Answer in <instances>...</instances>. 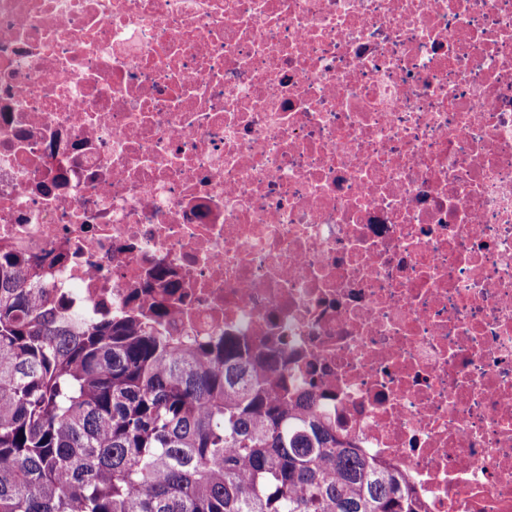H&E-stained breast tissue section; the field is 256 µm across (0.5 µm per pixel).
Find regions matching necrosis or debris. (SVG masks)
<instances>
[{"label": "necrosis or debris", "instance_id": "1", "mask_svg": "<svg viewBox=\"0 0 512 512\" xmlns=\"http://www.w3.org/2000/svg\"><path fill=\"white\" fill-rule=\"evenodd\" d=\"M0 252L512 512V0H0Z\"/></svg>", "mask_w": 512, "mask_h": 512}]
</instances>
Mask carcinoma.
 <instances>
[{
    "instance_id": "1",
    "label": "carcinoma",
    "mask_w": 512,
    "mask_h": 512,
    "mask_svg": "<svg viewBox=\"0 0 512 512\" xmlns=\"http://www.w3.org/2000/svg\"><path fill=\"white\" fill-rule=\"evenodd\" d=\"M166 314L70 316L0 255V512H422L273 362Z\"/></svg>"
}]
</instances>
